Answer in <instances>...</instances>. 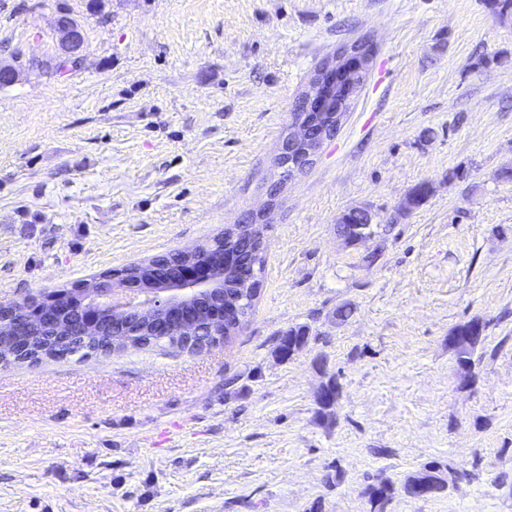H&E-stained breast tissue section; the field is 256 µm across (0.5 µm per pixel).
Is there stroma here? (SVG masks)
<instances>
[{
    "mask_svg": "<svg viewBox=\"0 0 512 512\" xmlns=\"http://www.w3.org/2000/svg\"><path fill=\"white\" fill-rule=\"evenodd\" d=\"M62 9L86 43L55 76L28 60L56 55ZM361 38L368 77L270 209L241 332L0 366V512H369L378 481L386 512H512V23L490 0H0V61L24 62L0 86V303L265 207L294 100ZM365 205L377 234L347 244L336 220ZM473 318L467 383L448 337ZM302 324L308 344L278 359ZM428 461L467 477L407 496ZM311 329L308 325H299L282 332L278 339L276 354L283 360H288L301 351L308 343ZM396 488L388 482L379 484H366L362 490L363 496L367 498L370 512H384L389 501L393 498Z\"/></svg>",
    "mask_w": 512,
    "mask_h": 512,
    "instance_id": "obj_1",
    "label": "stroma"
}]
</instances>
